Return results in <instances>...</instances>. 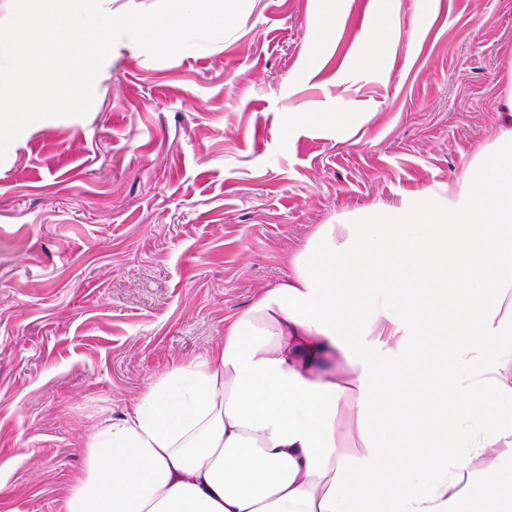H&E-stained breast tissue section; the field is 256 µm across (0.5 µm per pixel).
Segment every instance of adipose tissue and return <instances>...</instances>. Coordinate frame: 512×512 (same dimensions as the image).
<instances>
[{
  "label": "adipose tissue",
  "mask_w": 512,
  "mask_h": 512,
  "mask_svg": "<svg viewBox=\"0 0 512 512\" xmlns=\"http://www.w3.org/2000/svg\"><path fill=\"white\" fill-rule=\"evenodd\" d=\"M81 441L61 512H512V92L447 196L318 225Z\"/></svg>",
  "instance_id": "ef3b65f1"
}]
</instances>
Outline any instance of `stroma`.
<instances>
[{
    "mask_svg": "<svg viewBox=\"0 0 512 512\" xmlns=\"http://www.w3.org/2000/svg\"><path fill=\"white\" fill-rule=\"evenodd\" d=\"M321 7L246 0L231 33L161 60L120 39L86 116L38 120L9 146L0 512H60L81 426L217 344L317 225L447 194L494 139L512 0H342L318 44ZM389 9L383 68L361 69L364 22ZM293 112L352 113L355 133Z\"/></svg>",
    "mask_w": 512,
    "mask_h": 512,
    "instance_id": "1",
    "label": "stroma"
}]
</instances>
